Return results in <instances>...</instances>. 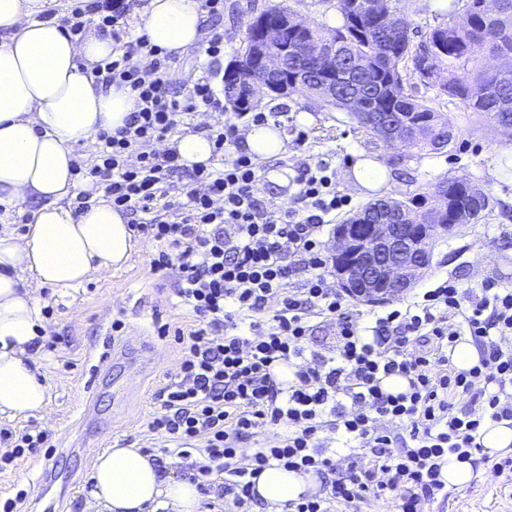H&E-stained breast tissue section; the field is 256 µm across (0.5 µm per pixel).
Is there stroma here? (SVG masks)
Listing matches in <instances>:
<instances>
[{
  "label": "stroma",
  "mask_w": 512,
  "mask_h": 512,
  "mask_svg": "<svg viewBox=\"0 0 512 512\" xmlns=\"http://www.w3.org/2000/svg\"><path fill=\"white\" fill-rule=\"evenodd\" d=\"M278 5L290 7L299 20L322 25L328 36L341 24L339 0H224V16L218 21L223 55L209 59L200 47L172 60L174 86L203 79L221 91L223 71L242 47L251 17ZM447 77V66L439 65L436 85L421 87L420 93L433 99L441 116L455 121V144L439 153L406 151L403 162L395 165L391 149L346 112L298 93L264 100L260 109L274 113L288 150L262 162L256 196L275 216L301 209L299 188L288 181L289 165L305 159L329 161L336 170V189L351 205L327 216L323 240L328 243L336 224L370 200L403 199L419 184L444 176L469 179L491 199L486 218L464 233L440 239L430 270L412 292L420 294L449 277L465 288L478 287L489 277L512 288V137L449 103L439 89ZM360 159L385 165L387 176L380 187L354 179L352 167ZM150 259L147 253L136 255L111 275L66 290L42 289L51 310L40 342L43 368L52 381L48 405L44 414L31 418L0 415V432L34 425L48 432L49 441L37 453L0 462V512H95L90 496L95 442L161 448V440L150 438L147 424L159 408L157 393L167 372L179 362L173 330L188 326L191 318L177 304L175 279L151 273ZM116 319L123 321L122 331H113ZM477 461L484 474L467 486L451 488L431 512H512V484L489 474L494 457L481 453Z\"/></svg>",
  "instance_id": "35a3bbf8"
}]
</instances>
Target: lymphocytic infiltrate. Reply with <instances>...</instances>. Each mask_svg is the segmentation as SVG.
Here are the masks:
<instances>
[{
    "label": "lymphocytic infiltrate",
    "instance_id": "obj_1",
    "mask_svg": "<svg viewBox=\"0 0 512 512\" xmlns=\"http://www.w3.org/2000/svg\"><path fill=\"white\" fill-rule=\"evenodd\" d=\"M137 2L73 0L59 24L73 38L92 25L112 39V58L97 71L130 87L134 110L124 128L97 134L90 172L133 230L160 245L150 269L174 273L194 318L178 336L181 362L149 431L170 455L200 456L198 477L219 476L234 512H249L254 479L273 463L322 480L323 493L290 512H331L369 493L389 497L395 512H427L448 496L449 457L480 451L486 421L512 420V289L493 278L465 289L449 278L362 326L327 280L325 218L349 204L329 163H297L303 209L275 217L255 195L251 157H224L239 121L262 124L267 113L207 125L217 167L190 169L174 150L154 149L188 116L223 105L209 82L178 92L161 77L171 53L126 31ZM321 324L336 332L319 349ZM467 337L479 362L458 369L448 352ZM394 375L406 379L403 391L388 390Z\"/></svg>",
    "mask_w": 512,
    "mask_h": 512
}]
</instances>
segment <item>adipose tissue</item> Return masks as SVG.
Instances as JSON below:
<instances>
[{"label":"adipose tissue","mask_w":512,"mask_h":512,"mask_svg":"<svg viewBox=\"0 0 512 512\" xmlns=\"http://www.w3.org/2000/svg\"><path fill=\"white\" fill-rule=\"evenodd\" d=\"M46 0H0V415L43 412L51 380L41 370V289L64 290L123 269L149 244L104 198L97 178L78 179V148L100 131L123 127L134 108L129 87L104 85L97 64L111 59V38L88 30L69 37L41 19ZM140 29L152 45L178 55L198 47L205 23L198 0H148ZM239 152L264 161L287 141L267 123L244 129ZM90 205L78 209V193ZM28 215L24 232L12 227ZM97 512H198L195 483L163 474L156 455L111 448L91 473ZM315 479L278 465L255 491L269 512L313 492Z\"/></svg>","instance_id":"adipose-tissue-1"}]
</instances>
